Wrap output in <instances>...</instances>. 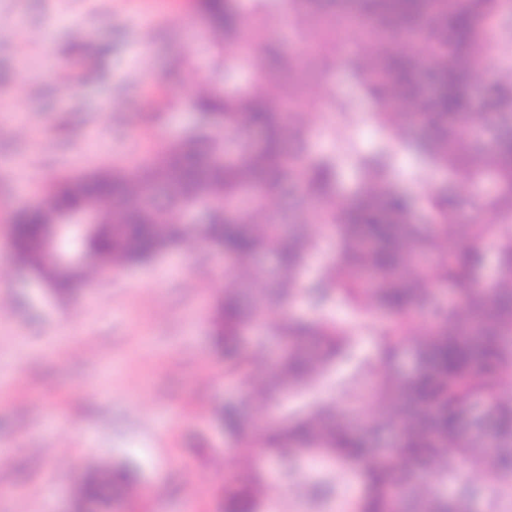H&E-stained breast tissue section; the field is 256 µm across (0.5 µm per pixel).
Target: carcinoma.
Listing matches in <instances>:
<instances>
[{
	"mask_svg": "<svg viewBox=\"0 0 512 512\" xmlns=\"http://www.w3.org/2000/svg\"><path fill=\"white\" fill-rule=\"evenodd\" d=\"M498 0H197L206 24L218 32L219 61L205 88L186 100L205 122L130 169L97 168L53 184L47 200L9 228L19 264L40 271L54 292L68 295L86 269L101 272L157 259L187 237L212 242L231 268L243 274L208 308L215 343L223 348L224 377L252 378L260 355L253 335L262 317L278 312L272 333L284 341L258 393L282 408L261 428L243 402L228 400L220 419L224 435L243 448H263L288 472L294 450L319 453L341 465L361 466L365 493L356 512H500L512 500V125L497 123L512 110V88L490 89L479 100L468 92L472 66L495 49L491 32ZM291 17L292 45L283 49L273 22ZM360 25L377 41L372 58L348 60L371 120L383 138L368 149L347 133L359 121L352 104L323 96L303 100L302 115H330L338 144L316 148L312 124L282 110L298 99L297 86L322 78L336 62L337 29ZM421 39L431 54L420 59L404 47ZM252 69L249 88L232 84L227 55ZM314 57L311 70L299 63ZM437 87L424 92L422 68ZM288 83V98L279 87ZM408 124L420 136L400 142L420 162L461 172L492 189L474 195L482 219L456 224L454 195L446 186L419 198L399 183L392 137ZM494 130L489 151L474 134ZM357 183L342 187L343 169ZM162 184V199L150 198ZM210 204L205 224L167 218ZM97 226L83 241L89 265L66 273L43 246L46 235L85 206ZM316 220L335 234L338 250L322 255ZM495 248V275L479 272ZM311 267L316 277L300 276ZM304 299L310 312L290 313ZM349 310L327 318L331 303ZM377 337L378 362L363 357L355 336ZM412 371L396 366L403 351ZM338 364L346 373L332 377ZM331 385L361 408L370 395L384 411L359 413V425L336 421L333 405L312 394ZM295 396L302 402L282 407ZM432 464V482L414 483L413 471L393 466L392 456ZM481 471L484 485L448 496V484L465 466ZM85 501L101 500V484L88 477ZM260 476L224 487V512H258Z\"/></svg>",
	"mask_w": 512,
	"mask_h": 512,
	"instance_id": "carcinoma-1",
	"label": "carcinoma"
}]
</instances>
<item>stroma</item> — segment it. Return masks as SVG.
<instances>
[{
  "instance_id": "obj_1",
  "label": "stroma",
  "mask_w": 512,
  "mask_h": 512,
  "mask_svg": "<svg viewBox=\"0 0 512 512\" xmlns=\"http://www.w3.org/2000/svg\"><path fill=\"white\" fill-rule=\"evenodd\" d=\"M193 0H0V512H76L89 468L130 463L97 512H223L224 482L255 467L260 512H354L352 468L306 456L283 474L264 449L245 453L216 413L255 396L266 369L224 376L202 308L233 277L194 237L112 278L90 271L68 296L49 291L7 249L9 226L60 178L126 167L198 122L186 107L213 73L215 36ZM182 57L185 68L172 71ZM406 188L452 184L463 220L479 184L418 175Z\"/></svg>"
}]
</instances>
